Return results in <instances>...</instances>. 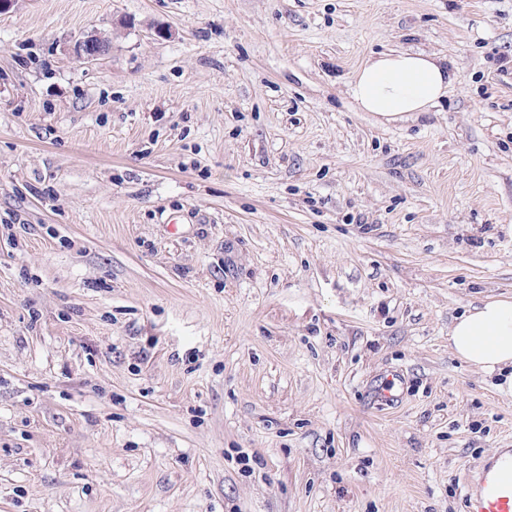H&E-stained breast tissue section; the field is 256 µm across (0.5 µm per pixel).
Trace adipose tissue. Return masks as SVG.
<instances>
[{
    "label": "adipose tissue",
    "instance_id": "ef3b65f1",
    "mask_svg": "<svg viewBox=\"0 0 512 512\" xmlns=\"http://www.w3.org/2000/svg\"><path fill=\"white\" fill-rule=\"evenodd\" d=\"M456 75L445 58L422 51L369 57L351 75L349 90L362 111L387 122L428 111ZM455 356L488 373H501L512 392V299H495L457 317L449 332Z\"/></svg>",
    "mask_w": 512,
    "mask_h": 512
}]
</instances>
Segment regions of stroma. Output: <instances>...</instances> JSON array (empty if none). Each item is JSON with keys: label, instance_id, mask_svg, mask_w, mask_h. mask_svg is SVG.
I'll use <instances>...</instances> for the list:
<instances>
[{"label": "stroma", "instance_id": "35a3bbf8", "mask_svg": "<svg viewBox=\"0 0 512 512\" xmlns=\"http://www.w3.org/2000/svg\"><path fill=\"white\" fill-rule=\"evenodd\" d=\"M388 49L457 81L378 122ZM508 297L512 0L0 13V512H466L512 395L448 331ZM108 43L96 34H88L78 39L73 47L74 54L80 59L92 62L108 52ZM455 80L448 61L435 53L389 51L355 70L349 90L363 112L396 122L429 111Z\"/></svg>", "mask_w": 512, "mask_h": 512}]
</instances>
